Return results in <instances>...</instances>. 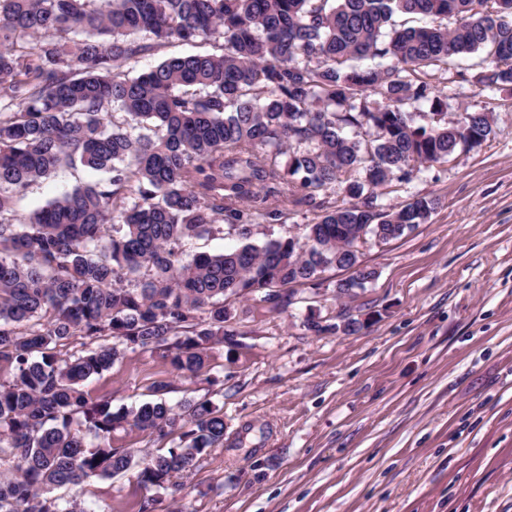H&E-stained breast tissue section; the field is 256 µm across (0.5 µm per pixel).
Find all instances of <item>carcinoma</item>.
<instances>
[{
    "instance_id": "1",
    "label": "carcinoma",
    "mask_w": 512,
    "mask_h": 512,
    "mask_svg": "<svg viewBox=\"0 0 512 512\" xmlns=\"http://www.w3.org/2000/svg\"><path fill=\"white\" fill-rule=\"evenodd\" d=\"M199 38L221 53L118 70ZM472 53L491 64L483 88L512 85V0H0V512H86L58 491L131 469L176 497L174 478L224 442L219 408L171 405L159 382L157 400L115 410L85 383L137 349L207 376L214 346L239 345L230 298L285 308L331 268L352 271L337 296L365 288L360 245L437 205L384 199L493 133L486 112L448 123L428 81ZM64 167L108 177L15 213ZM285 199L317 217L254 243L253 221L284 219ZM221 223L238 247L183 257ZM304 326L336 330L313 312ZM118 430L174 446L138 458L112 446Z\"/></svg>"
}]
</instances>
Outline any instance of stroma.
Returning a JSON list of instances; mask_svg holds the SVG:
<instances>
[{
    "mask_svg": "<svg viewBox=\"0 0 512 512\" xmlns=\"http://www.w3.org/2000/svg\"><path fill=\"white\" fill-rule=\"evenodd\" d=\"M481 70L467 55L432 82L450 96L449 117L490 113L493 135L389 196L439 204L402 238L367 240L362 262L377 277L365 290L337 299L346 273L331 269L320 288L296 286L284 309L234 300L241 345L210 352L224 443L153 512H512V86L483 89ZM89 179L59 170L14 209L28 214ZM283 209L285 222L256 220L255 243L301 234L313 218ZM344 306L359 332L306 330L308 313L332 323ZM160 381L172 404L212 394L143 351L86 389L131 407ZM69 495L87 512H139L145 492L128 473Z\"/></svg>",
    "mask_w": 512,
    "mask_h": 512,
    "instance_id": "obj_1",
    "label": "stroma"
}]
</instances>
